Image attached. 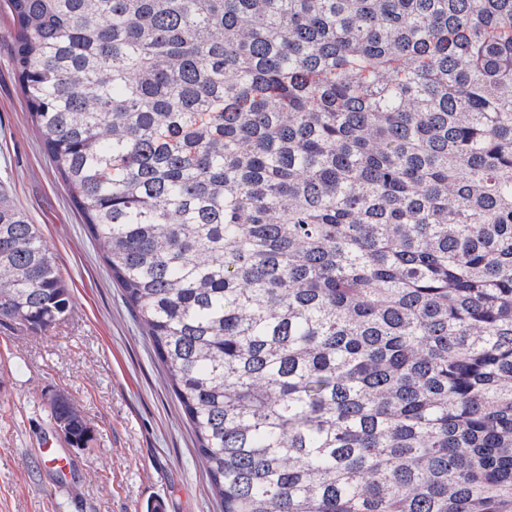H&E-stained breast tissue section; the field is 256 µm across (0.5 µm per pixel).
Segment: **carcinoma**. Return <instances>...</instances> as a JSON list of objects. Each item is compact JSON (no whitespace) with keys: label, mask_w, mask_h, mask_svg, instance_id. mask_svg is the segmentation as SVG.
Masks as SVG:
<instances>
[{"label":"carcinoma","mask_w":512,"mask_h":512,"mask_svg":"<svg viewBox=\"0 0 512 512\" xmlns=\"http://www.w3.org/2000/svg\"><path fill=\"white\" fill-rule=\"evenodd\" d=\"M5 4L223 512H512V0ZM69 308L1 189L0 322Z\"/></svg>","instance_id":"1"}]
</instances>
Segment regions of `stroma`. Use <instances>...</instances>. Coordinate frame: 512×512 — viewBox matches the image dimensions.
<instances>
[{"label":"stroma","mask_w":512,"mask_h":512,"mask_svg":"<svg viewBox=\"0 0 512 512\" xmlns=\"http://www.w3.org/2000/svg\"><path fill=\"white\" fill-rule=\"evenodd\" d=\"M0 187L40 226L71 289L45 332L0 323V512H221L194 431L151 338L113 283L31 122L0 48ZM58 394L90 426L73 447L49 416ZM66 457L67 474L49 464Z\"/></svg>","instance_id":"stroma-1"}]
</instances>
